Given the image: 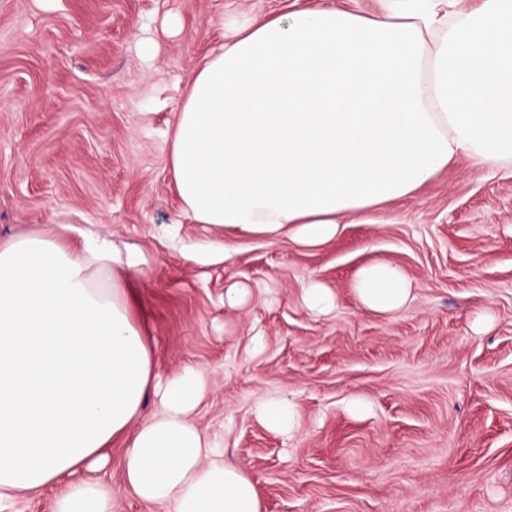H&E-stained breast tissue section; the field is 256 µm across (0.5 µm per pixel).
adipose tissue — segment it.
I'll return each instance as SVG.
<instances>
[{
  "instance_id": "adipose-tissue-1",
  "label": "adipose tissue",
  "mask_w": 512,
  "mask_h": 512,
  "mask_svg": "<svg viewBox=\"0 0 512 512\" xmlns=\"http://www.w3.org/2000/svg\"><path fill=\"white\" fill-rule=\"evenodd\" d=\"M347 0L234 25L187 81L167 165L194 223L304 248L413 197L460 156L512 163V0ZM146 258L72 229L0 242V507L55 485L54 512H112L73 482L125 439L124 490L161 512H264L250 474L191 420V367L160 378L132 306ZM389 315L411 284L390 263L355 274ZM160 408L144 415L148 394Z\"/></svg>"
}]
</instances>
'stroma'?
I'll list each match as a JSON object with an SVG mask.
<instances>
[{
	"label": "stroma",
	"instance_id": "1",
	"mask_svg": "<svg viewBox=\"0 0 512 512\" xmlns=\"http://www.w3.org/2000/svg\"><path fill=\"white\" fill-rule=\"evenodd\" d=\"M283 0H0V240L64 225L147 259L130 287L167 377L206 374L193 419L256 482L265 512H512V167L462 157L412 198L318 248L225 236L223 262L187 259L213 231L181 218L166 165L187 80L225 15ZM401 268L412 300L364 309L359 267ZM331 288L307 310L301 288ZM250 290L229 309L224 291ZM298 406L291 437L255 402ZM368 408L349 411L350 400ZM90 473L112 512H149L119 460ZM303 300L310 310L318 313L329 311L335 303L330 289L318 284H309L303 288Z\"/></svg>",
	"mask_w": 512,
	"mask_h": 512
}]
</instances>
